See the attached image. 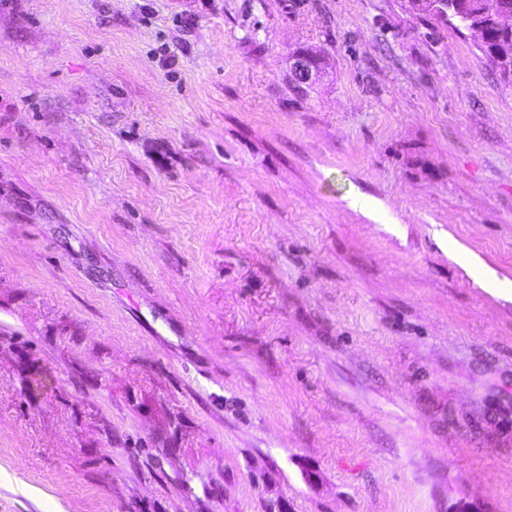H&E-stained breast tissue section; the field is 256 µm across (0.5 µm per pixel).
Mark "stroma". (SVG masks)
<instances>
[{
    "mask_svg": "<svg viewBox=\"0 0 512 512\" xmlns=\"http://www.w3.org/2000/svg\"><path fill=\"white\" fill-rule=\"evenodd\" d=\"M461 250L512 280L468 32L0 0V512H512V299ZM291 81L299 86H307L313 78L314 71H318V60L303 53L296 52L291 56ZM461 263L466 266L473 277L480 282L483 288L510 294L512 296V281L499 278L494 271L488 268L477 256L468 252H459Z\"/></svg>",
    "mask_w": 512,
    "mask_h": 512,
    "instance_id": "35a3bbf8",
    "label": "stroma"
}]
</instances>
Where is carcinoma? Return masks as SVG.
Returning <instances> with one entry per match:
<instances>
[{
    "mask_svg": "<svg viewBox=\"0 0 512 512\" xmlns=\"http://www.w3.org/2000/svg\"><path fill=\"white\" fill-rule=\"evenodd\" d=\"M491 0H448V23L482 43L480 50L500 77L512 80V34L486 37L492 21Z\"/></svg>",
    "mask_w": 512,
    "mask_h": 512,
    "instance_id": "obj_1",
    "label": "carcinoma"
}]
</instances>
